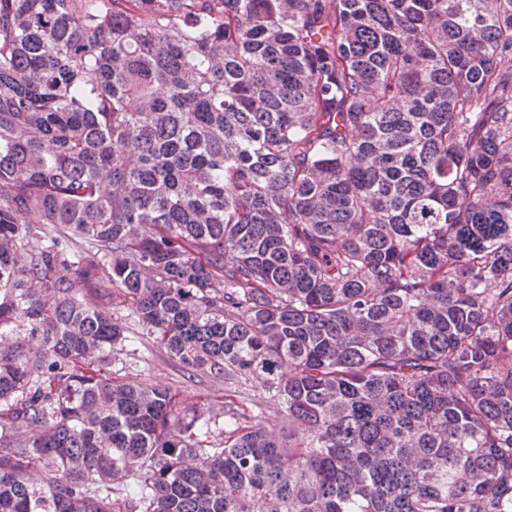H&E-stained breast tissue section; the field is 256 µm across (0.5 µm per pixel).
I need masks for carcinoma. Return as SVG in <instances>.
<instances>
[{
  "label": "carcinoma",
  "mask_w": 512,
  "mask_h": 512,
  "mask_svg": "<svg viewBox=\"0 0 512 512\" xmlns=\"http://www.w3.org/2000/svg\"><path fill=\"white\" fill-rule=\"evenodd\" d=\"M511 56L512 0H0V512H512ZM119 311L236 398L112 377ZM246 397L245 406L253 410L263 412V420L266 426L279 428V409L273 400L269 399L268 392L260 381L249 380L242 389ZM247 403V404H246Z\"/></svg>",
  "instance_id": "cac0c4a2"
}]
</instances>
